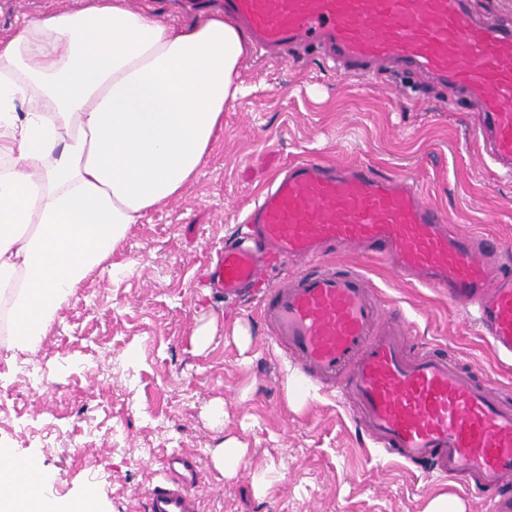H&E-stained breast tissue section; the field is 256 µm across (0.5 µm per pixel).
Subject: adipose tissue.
I'll use <instances>...</instances> for the list:
<instances>
[{
  "mask_svg": "<svg viewBox=\"0 0 512 512\" xmlns=\"http://www.w3.org/2000/svg\"><path fill=\"white\" fill-rule=\"evenodd\" d=\"M241 29L175 27L129 0H86L0 39V335L32 351L62 304L151 208L180 198L244 93ZM36 466L0 451V512H61Z\"/></svg>",
  "mask_w": 512,
  "mask_h": 512,
  "instance_id": "adipose-tissue-1",
  "label": "adipose tissue"
}]
</instances>
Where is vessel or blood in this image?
<instances>
[{"label":"vessel or blood","mask_w":512,"mask_h":512,"mask_svg":"<svg viewBox=\"0 0 512 512\" xmlns=\"http://www.w3.org/2000/svg\"><path fill=\"white\" fill-rule=\"evenodd\" d=\"M256 52L319 46L336 68L389 64L476 101V131L512 166V24L473 17L470 0H224ZM246 239L208 265L216 298L265 279L257 315L303 385L348 402L370 448L427 476L458 481L512 512V384L496 383L412 334L360 261L433 288L512 361V246L460 231L408 179L367 163L289 162L244 215ZM195 457L171 455L147 512H198Z\"/></svg>","instance_id":"vessel-or-blood-1"}]
</instances>
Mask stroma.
Returning <instances> with one entry per match:
<instances>
[{"label": "stroma", "instance_id": "35a3bbf8", "mask_svg": "<svg viewBox=\"0 0 512 512\" xmlns=\"http://www.w3.org/2000/svg\"><path fill=\"white\" fill-rule=\"evenodd\" d=\"M238 79L249 92L225 108L182 197L132 225L111 267L76 289L36 352L0 345V448L53 472L44 492L73 512L91 488L95 512H146L145 494L174 453L199 462L200 512H423L442 492L460 497L465 512H489L456 481L364 449L345 405L299 388L296 370L267 342L255 301L220 302L198 277L238 236L257 194L298 157L409 175L450 223L507 244L512 174L480 156L468 113L448 94L390 69L342 73L313 51L249 55ZM366 268L420 340L497 378L476 326L444 297L380 264ZM212 318L219 331L198 351L193 336ZM237 325L252 339L247 350L233 340ZM229 437L247 450L230 477L212 460Z\"/></svg>", "mask_w": 512, "mask_h": 512}]
</instances>
